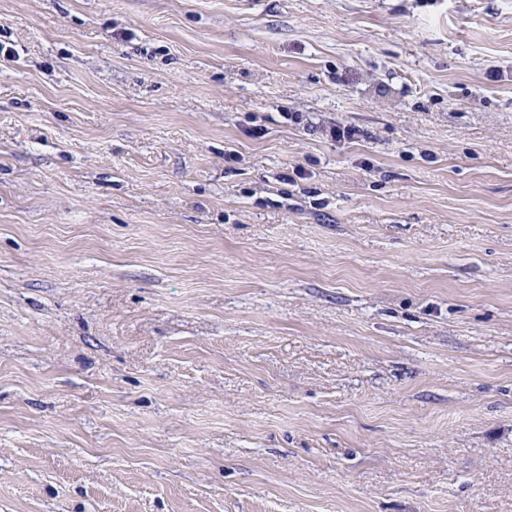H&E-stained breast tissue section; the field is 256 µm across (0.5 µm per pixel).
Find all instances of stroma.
Masks as SVG:
<instances>
[{
	"label": "stroma",
	"mask_w": 512,
	"mask_h": 512,
	"mask_svg": "<svg viewBox=\"0 0 512 512\" xmlns=\"http://www.w3.org/2000/svg\"><path fill=\"white\" fill-rule=\"evenodd\" d=\"M0 46V512H512V0Z\"/></svg>",
	"instance_id": "obj_1"
}]
</instances>
